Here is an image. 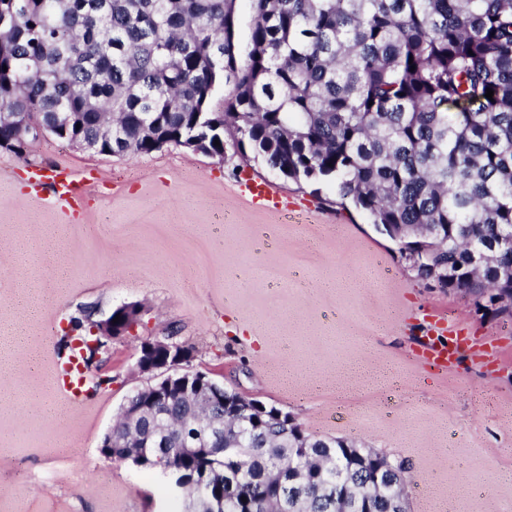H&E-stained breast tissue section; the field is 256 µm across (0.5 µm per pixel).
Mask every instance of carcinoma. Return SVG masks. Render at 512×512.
<instances>
[{"instance_id":"cac0c4a2","label":"carcinoma","mask_w":512,"mask_h":512,"mask_svg":"<svg viewBox=\"0 0 512 512\" xmlns=\"http://www.w3.org/2000/svg\"><path fill=\"white\" fill-rule=\"evenodd\" d=\"M247 59L235 46L236 0H0V112L35 126L0 128V145L54 127L60 139L94 140L112 123L110 154L154 151L153 138L209 147L233 133L238 148L295 182L331 180L374 224H411L409 258L429 255L440 283L512 299V0H252ZM234 95L216 100L219 88ZM493 99L485 97L486 89ZM176 404L189 424L210 415ZM224 420L238 460L189 453L192 432L167 427L155 452L232 482L224 512H243L274 489L282 512H388L385 496L407 466L342 437L300 448L290 430ZM112 431L140 451L125 418ZM385 469L368 502L366 475ZM343 473L347 505L324 496Z\"/></svg>"}]
</instances>
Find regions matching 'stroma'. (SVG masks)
<instances>
[{"label": "stroma", "instance_id": "obj_1", "mask_svg": "<svg viewBox=\"0 0 512 512\" xmlns=\"http://www.w3.org/2000/svg\"><path fill=\"white\" fill-rule=\"evenodd\" d=\"M81 185L57 200L53 177ZM39 181H32V174ZM251 179L283 211L253 206ZM139 304L107 340L82 405L52 387L80 309ZM470 339L436 372L430 318ZM177 327L190 370L276 407L311 436L357 441L410 467V512H512V318L418 279L398 244L330 183L294 182L224 138L217 157L169 145L81 151L44 136L0 149V512H182L161 471L100 451L121 406L155 383L141 340Z\"/></svg>", "mask_w": 512, "mask_h": 512}]
</instances>
